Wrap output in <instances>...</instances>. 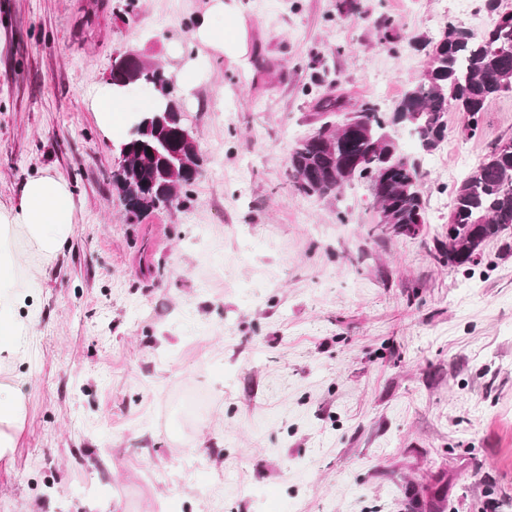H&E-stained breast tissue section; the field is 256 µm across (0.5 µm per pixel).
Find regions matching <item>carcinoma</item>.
Here are the masks:
<instances>
[{
	"label": "carcinoma",
	"mask_w": 512,
	"mask_h": 512,
	"mask_svg": "<svg viewBox=\"0 0 512 512\" xmlns=\"http://www.w3.org/2000/svg\"><path fill=\"white\" fill-rule=\"evenodd\" d=\"M379 41L397 45L401 36L394 21L375 23ZM429 67L424 78L410 87L391 112L372 101L357 106L359 133L331 148L311 135L303 138L288 157L295 190L304 195L327 197L356 179L367 181L375 203L389 209L391 223L403 235H418L416 218L426 223L425 203L419 190V165L396 147L388 127L396 123L409 129L426 151L436 149L447 128L438 122L449 109L464 116L463 133L476 136L482 129L489 102L506 94L503 83L512 84V25L491 28L488 37L473 38L461 28L430 42ZM110 80L153 85L163 100L158 111L132 127L118 145L131 168L118 172L113 187L126 219L138 221L159 210L184 203L180 191L201 174L196 144L185 140L190 129L183 123L178 90L159 67L140 61L130 69L114 68ZM389 157L369 167L355 168L352 160L374 148ZM512 226V138L497 141L456 188L448 213L454 233L451 264L474 262L481 247Z\"/></svg>",
	"instance_id": "carcinoma-1"
}]
</instances>
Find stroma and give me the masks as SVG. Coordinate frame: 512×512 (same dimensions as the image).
Listing matches in <instances>:
<instances>
[{
	"label": "stroma",
	"mask_w": 512,
	"mask_h": 512,
	"mask_svg": "<svg viewBox=\"0 0 512 512\" xmlns=\"http://www.w3.org/2000/svg\"><path fill=\"white\" fill-rule=\"evenodd\" d=\"M241 0L238 61L194 32L209 0H0V205L62 177L76 202L38 279L0 382L24 428L0 458V512H512V227L476 263H448V207L492 143L447 114L431 152L392 135L423 173L426 224L382 233L366 182L294 191L287 156L319 98L390 110L456 0ZM403 38L380 45L378 18ZM127 52L197 79L180 106L203 159L181 208L127 223L116 149L90 91ZM332 80L319 83L322 73Z\"/></svg>",
	"instance_id": "obj_1"
}]
</instances>
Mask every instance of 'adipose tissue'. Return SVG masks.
<instances>
[{
    "instance_id": "adipose-tissue-1",
    "label": "adipose tissue",
    "mask_w": 512,
    "mask_h": 512,
    "mask_svg": "<svg viewBox=\"0 0 512 512\" xmlns=\"http://www.w3.org/2000/svg\"><path fill=\"white\" fill-rule=\"evenodd\" d=\"M228 24L226 33H218L215 18ZM207 47L224 52L234 60L248 52V33L239 0H211L195 32ZM131 88L112 83L98 84L92 91L95 119L108 137L118 136L138 118L128 109ZM76 206L67 182L44 174L26 181L17 205L0 207V342L26 335L29 322L21 319L17 308L22 289L32 287L34 277H22L13 261L16 236L43 257L54 258L72 236ZM24 426V399L13 390L0 386V458L12 452L18 433Z\"/></svg>"
}]
</instances>
